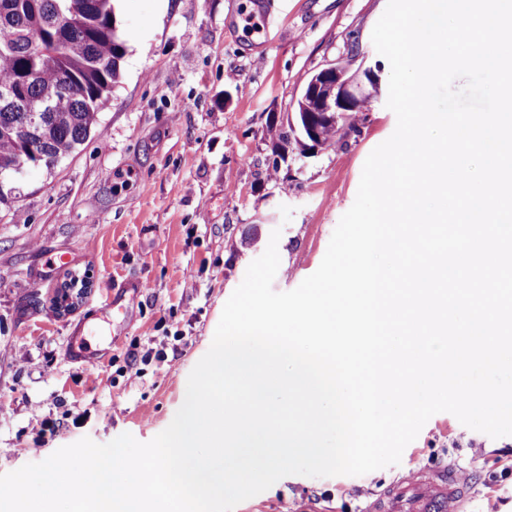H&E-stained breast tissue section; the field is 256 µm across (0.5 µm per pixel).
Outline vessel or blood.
Segmentation results:
<instances>
[{
	"mask_svg": "<svg viewBox=\"0 0 512 512\" xmlns=\"http://www.w3.org/2000/svg\"><path fill=\"white\" fill-rule=\"evenodd\" d=\"M67 361L84 366L100 361L83 332L67 338ZM466 488L453 467H437L422 471L416 483L403 481L390 485L372 502L370 512H448L450 504L460 502Z\"/></svg>",
	"mask_w": 512,
	"mask_h": 512,
	"instance_id": "obj_1",
	"label": "vessel or blood"
}]
</instances>
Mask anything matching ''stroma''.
<instances>
[{
	"instance_id": "obj_1",
	"label": "stroma",
	"mask_w": 512,
	"mask_h": 512,
	"mask_svg": "<svg viewBox=\"0 0 512 512\" xmlns=\"http://www.w3.org/2000/svg\"><path fill=\"white\" fill-rule=\"evenodd\" d=\"M231 2L117 0L120 83L89 138L53 172L26 171L14 211H0V475L84 437L147 442L167 428L272 231L281 232L273 288L290 291L320 266L367 157L396 128L382 95L344 148L303 156L292 143L280 158L267 136L336 61L380 66L388 81L371 39L387 0H274L268 39L253 41ZM75 277L79 304L58 313L56 293ZM127 281L141 284L124 296L127 315L103 311ZM87 320L104 350L96 367L64 358ZM434 462L471 491L458 512H512V436L491 438L448 412L426 422L397 465L290 475L235 512H365Z\"/></svg>"
}]
</instances>
